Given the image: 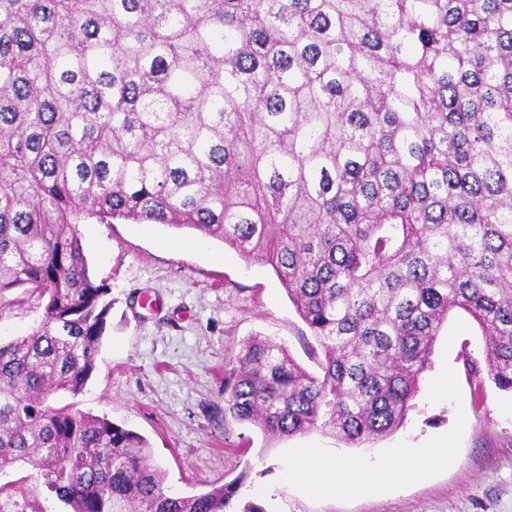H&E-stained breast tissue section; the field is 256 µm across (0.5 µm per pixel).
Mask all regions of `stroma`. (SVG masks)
I'll return each instance as SVG.
<instances>
[{
	"label": "stroma",
	"instance_id": "1",
	"mask_svg": "<svg viewBox=\"0 0 512 512\" xmlns=\"http://www.w3.org/2000/svg\"><path fill=\"white\" fill-rule=\"evenodd\" d=\"M79 230L93 276L110 289L112 310L96 368L77 396L55 406L104 417L143 435L152 465L177 495L250 477L242 504L264 512H512V394L476 382L463 360L485 362V340L461 316L438 336L404 427L368 448H350L319 431L269 440L224 415V363L252 335L284 342L318 372L314 340L268 266L244 261L217 240L191 248L194 230L89 220ZM452 388L441 391L443 377ZM457 453L416 484L378 492L313 496L289 483L298 448L344 457L382 456L441 439ZM0 512H68L27 464L0 471Z\"/></svg>",
	"mask_w": 512,
	"mask_h": 512
}]
</instances>
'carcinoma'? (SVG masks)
<instances>
[{
  "instance_id": "carcinoma-1",
  "label": "carcinoma",
  "mask_w": 512,
  "mask_h": 512,
  "mask_svg": "<svg viewBox=\"0 0 512 512\" xmlns=\"http://www.w3.org/2000/svg\"><path fill=\"white\" fill-rule=\"evenodd\" d=\"M188 228L271 266L322 375L251 336L224 414L360 448L404 426L451 312L512 392V0H0V471L71 512H238L178 496L140 434L69 406L109 289L78 224ZM36 305L24 303L14 306L3 313L0 318V340L7 342L15 336L25 335L31 332L41 317V309Z\"/></svg>"
}]
</instances>
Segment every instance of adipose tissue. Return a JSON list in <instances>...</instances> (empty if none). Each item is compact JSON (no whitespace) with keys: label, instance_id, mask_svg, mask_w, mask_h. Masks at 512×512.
<instances>
[{"label":"adipose tissue","instance_id":"1","mask_svg":"<svg viewBox=\"0 0 512 512\" xmlns=\"http://www.w3.org/2000/svg\"><path fill=\"white\" fill-rule=\"evenodd\" d=\"M451 448L440 443L430 448H401L371 462L356 458H336L322 448L297 449L289 461V482L315 495H335L352 490H375L383 484L408 479L421 481L427 471L446 462Z\"/></svg>","mask_w":512,"mask_h":512}]
</instances>
